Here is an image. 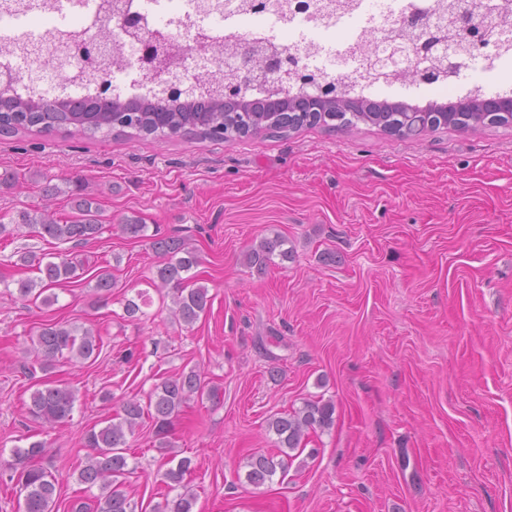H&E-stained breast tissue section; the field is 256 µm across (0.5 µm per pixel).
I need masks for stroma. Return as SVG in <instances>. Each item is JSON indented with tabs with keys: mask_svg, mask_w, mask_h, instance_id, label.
Listing matches in <instances>:
<instances>
[{
	"mask_svg": "<svg viewBox=\"0 0 512 512\" xmlns=\"http://www.w3.org/2000/svg\"><path fill=\"white\" fill-rule=\"evenodd\" d=\"M5 169L18 181L0 188L1 216L68 217L79 188L106 224L79 247L0 238V451L44 442L58 512L85 494V432L190 368L217 391L189 401L168 437L193 460V512H512V126L408 139L365 124L233 141L21 132L0 136ZM37 175L61 194L43 196ZM133 215L201 256L210 306L193 326L152 286L148 239L114 229ZM274 236L291 260L244 265ZM26 251L110 270L107 304L85 281L55 287L50 306L20 299L19 281L39 277ZM140 291L145 314L127 317ZM46 323L98 330L99 356L36 367L31 336ZM46 384L76 392L64 425L28 413ZM318 400L333 402L332 426L309 433L286 474L248 483V456L274 447L268 419ZM127 441L126 489L149 510L167 492L151 420Z\"/></svg>",
	"mask_w": 512,
	"mask_h": 512,
	"instance_id": "1",
	"label": "stroma"
}]
</instances>
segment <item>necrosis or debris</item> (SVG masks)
<instances>
[{
    "mask_svg": "<svg viewBox=\"0 0 512 512\" xmlns=\"http://www.w3.org/2000/svg\"><path fill=\"white\" fill-rule=\"evenodd\" d=\"M233 2L230 9L204 11L200 0H131L146 27L171 35L183 57L174 74L184 82L195 83L202 73L224 69L223 57L195 52L198 37L208 34L228 51L246 42L257 45L268 60L293 54L317 81H342L351 95L368 98L406 88L407 83L363 74L361 47L400 36L407 20L435 19L451 0H341L325 15L258 13L246 8L245 0ZM107 21L102 0H0V71L13 72L16 89L25 95L98 96L99 86L70 81L49 44L58 40L81 52ZM119 51L124 62L113 66L112 85L127 96L141 95L147 83L139 67L142 45L124 36Z\"/></svg>",
    "mask_w": 512,
    "mask_h": 512,
    "instance_id": "necrosis-or-debris-1",
    "label": "necrosis or debris"
}]
</instances>
